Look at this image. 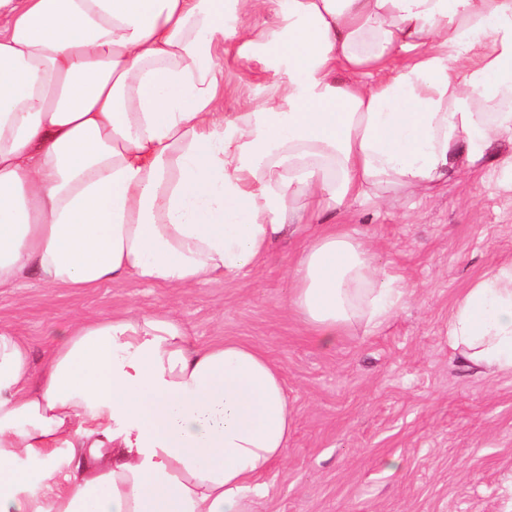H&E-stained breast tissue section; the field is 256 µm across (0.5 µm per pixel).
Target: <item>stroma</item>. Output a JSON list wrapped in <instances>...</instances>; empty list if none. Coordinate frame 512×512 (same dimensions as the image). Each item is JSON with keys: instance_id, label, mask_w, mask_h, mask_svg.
Masks as SVG:
<instances>
[{"instance_id": "1", "label": "stroma", "mask_w": 512, "mask_h": 512, "mask_svg": "<svg viewBox=\"0 0 512 512\" xmlns=\"http://www.w3.org/2000/svg\"><path fill=\"white\" fill-rule=\"evenodd\" d=\"M224 112L259 105L272 73L226 41ZM328 223L371 246L409 294L378 331L319 344L288 312L290 235L237 277L187 290L129 279L93 290L34 275L0 293V322L41 364L70 320L163 308L200 344L252 345L281 367L294 412L287 458L253 512H512V375L467 368L448 344L455 298L512 260V172L463 173L432 195L357 201Z\"/></svg>"}]
</instances>
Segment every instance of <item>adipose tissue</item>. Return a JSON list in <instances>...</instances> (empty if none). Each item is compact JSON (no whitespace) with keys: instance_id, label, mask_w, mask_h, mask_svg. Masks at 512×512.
Instances as JSON below:
<instances>
[{"instance_id":"ef3b65f1","label":"adipose tissue","mask_w":512,"mask_h":512,"mask_svg":"<svg viewBox=\"0 0 512 512\" xmlns=\"http://www.w3.org/2000/svg\"><path fill=\"white\" fill-rule=\"evenodd\" d=\"M229 9L278 22L230 31ZM229 36L287 64L230 118ZM498 142L512 0H0V288L233 278L354 200L512 170ZM290 277L326 347L407 295L332 224ZM448 342L512 374V262L456 299ZM292 424L262 351L195 344L168 312L70 323L39 376L0 324V512H253Z\"/></svg>"}]
</instances>
